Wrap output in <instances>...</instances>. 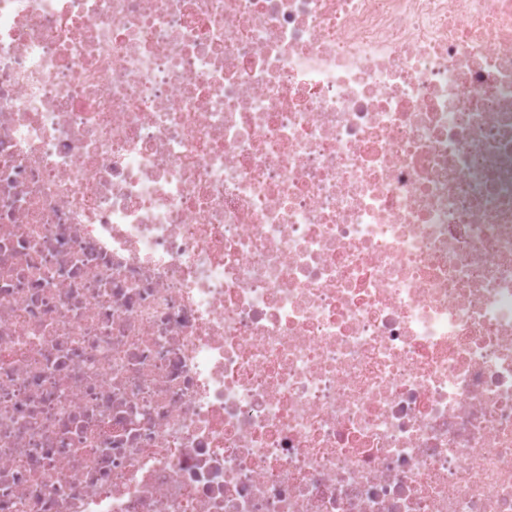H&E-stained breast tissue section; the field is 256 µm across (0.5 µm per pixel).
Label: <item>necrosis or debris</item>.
<instances>
[{
    "label": "necrosis or debris",
    "mask_w": 512,
    "mask_h": 512,
    "mask_svg": "<svg viewBox=\"0 0 512 512\" xmlns=\"http://www.w3.org/2000/svg\"><path fill=\"white\" fill-rule=\"evenodd\" d=\"M0 512H512V0H0Z\"/></svg>",
    "instance_id": "4bbe7bcc"
}]
</instances>
